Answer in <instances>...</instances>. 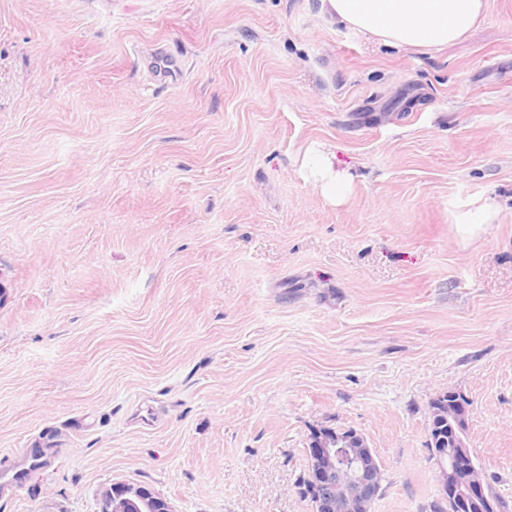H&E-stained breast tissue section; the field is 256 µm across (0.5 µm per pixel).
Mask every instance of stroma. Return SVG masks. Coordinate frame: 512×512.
I'll return each instance as SVG.
<instances>
[{
	"label": "stroma",
	"instance_id": "35a3bbf8",
	"mask_svg": "<svg viewBox=\"0 0 512 512\" xmlns=\"http://www.w3.org/2000/svg\"><path fill=\"white\" fill-rule=\"evenodd\" d=\"M449 390L512 512V0L431 49L321 0H0V472L47 458L0 512H311L324 426L372 512H432ZM309 176L318 181L323 192L330 197H342L347 189V180L333 172L328 155L322 150L311 151L305 159ZM474 206L461 215L454 224L455 235L463 244H468L484 235L496 219L497 205L494 200L478 198L472 202ZM452 399L454 404L453 409H448V414L451 415L459 427L466 420V415L468 412V402L461 397V395L457 394L454 391H447L442 395L437 397L438 400L435 401V408H433L432 412L436 415V418L442 417L444 413V407L448 402H445V398ZM441 400V402L439 401ZM307 442L314 512H371L383 472L364 436L352 429L323 427ZM169 501L143 488L132 491L121 483L114 484L106 492V506L102 512H172Z\"/></svg>",
	"mask_w": 512,
	"mask_h": 512
}]
</instances>
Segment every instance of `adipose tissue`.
Returning <instances> with one entry per match:
<instances>
[{"label": "adipose tissue", "instance_id": "1", "mask_svg": "<svg viewBox=\"0 0 512 512\" xmlns=\"http://www.w3.org/2000/svg\"><path fill=\"white\" fill-rule=\"evenodd\" d=\"M336 22L379 39L392 47L430 48L466 34L482 14L484 0H321ZM494 200L476 199L457 220L461 243L484 235L496 219Z\"/></svg>", "mask_w": 512, "mask_h": 512}]
</instances>
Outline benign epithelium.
I'll return each instance as SVG.
<instances>
[{
	"label": "benign epithelium",
	"mask_w": 512,
	"mask_h": 512,
	"mask_svg": "<svg viewBox=\"0 0 512 512\" xmlns=\"http://www.w3.org/2000/svg\"><path fill=\"white\" fill-rule=\"evenodd\" d=\"M466 420L468 402L454 391L438 396L433 413ZM433 458L439 468L440 496L448 512H468L485 489L481 474L462 450L448 447V438L431 434ZM307 467L314 512H371L382 490L383 472L367 440L353 429L323 427L308 437ZM102 512H172L169 501L143 488L132 491L121 483L106 492Z\"/></svg>",
	"instance_id": "obj_1"
}]
</instances>
